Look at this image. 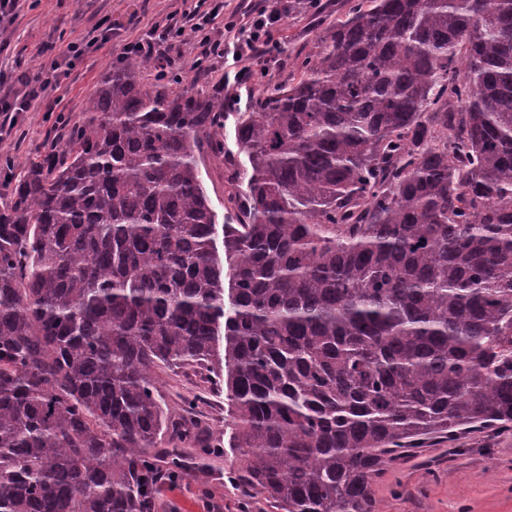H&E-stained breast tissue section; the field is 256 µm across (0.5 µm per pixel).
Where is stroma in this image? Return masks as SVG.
<instances>
[{"label":"stroma","instance_id":"stroma-1","mask_svg":"<svg viewBox=\"0 0 512 512\" xmlns=\"http://www.w3.org/2000/svg\"><path fill=\"white\" fill-rule=\"evenodd\" d=\"M196 4L197 0H19L12 20L0 31V85H13L23 73L52 71L62 60V50L100 22H107L112 32L103 48L85 53L61 88H48L31 111L20 113L16 126H0V160L10 159L20 172L33 153L63 143L125 45L149 41L154 24H166L171 18L185 23ZM281 4L288 18L279 34L282 51L272 72L276 81L287 78L297 53L314 48L317 33L345 11L347 0H322L317 13L309 11L306 0H281ZM169 54L176 71L186 73L196 89L223 88L224 148L236 151L234 115L249 108L260 76L238 82L235 63L195 68L198 50L190 43H172ZM158 386L173 407L187 395H204L207 433L223 452L210 459L204 476L183 480L176 491L162 492L155 512H203L198 494L204 489L213 491L222 512H265L261 497L224 477L237 468L238 453L229 446L232 423L223 394L209 390L201 374L189 369L159 371ZM375 495L380 512H512V423L476 428L452 440H427L418 453L401 458L379 475Z\"/></svg>","mask_w":512,"mask_h":512}]
</instances>
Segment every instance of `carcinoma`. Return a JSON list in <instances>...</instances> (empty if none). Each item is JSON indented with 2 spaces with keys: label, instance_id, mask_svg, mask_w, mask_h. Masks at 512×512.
<instances>
[{
  "label": "carcinoma",
  "instance_id": "carcinoma-1",
  "mask_svg": "<svg viewBox=\"0 0 512 512\" xmlns=\"http://www.w3.org/2000/svg\"><path fill=\"white\" fill-rule=\"evenodd\" d=\"M240 112L131 55L0 210V512H154L224 393L274 512H378L432 436L512 423V0H350ZM224 156L223 253L199 168ZM224 347H219V340Z\"/></svg>",
  "mask_w": 512,
  "mask_h": 512
}]
</instances>
